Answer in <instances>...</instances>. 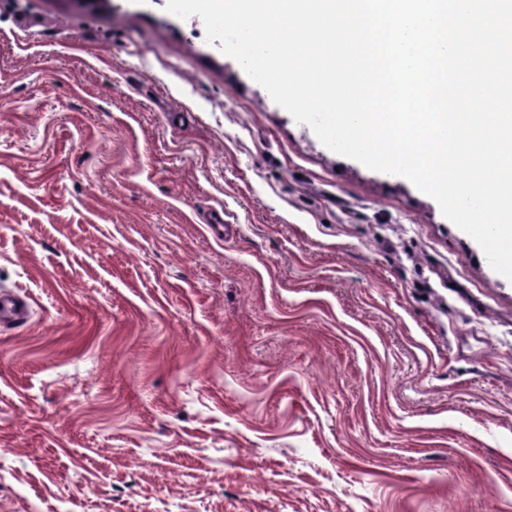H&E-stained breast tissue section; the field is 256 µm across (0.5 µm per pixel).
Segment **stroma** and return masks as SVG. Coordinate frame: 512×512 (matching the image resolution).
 Here are the masks:
<instances>
[{
  "label": "stroma",
  "instance_id": "obj_1",
  "mask_svg": "<svg viewBox=\"0 0 512 512\" xmlns=\"http://www.w3.org/2000/svg\"><path fill=\"white\" fill-rule=\"evenodd\" d=\"M167 0H0V512H512V280Z\"/></svg>",
  "mask_w": 512,
  "mask_h": 512
}]
</instances>
